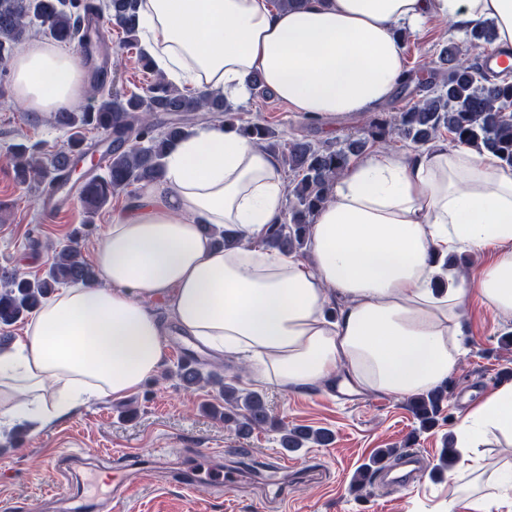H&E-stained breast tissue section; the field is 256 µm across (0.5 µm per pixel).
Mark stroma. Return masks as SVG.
<instances>
[{
    "mask_svg": "<svg viewBox=\"0 0 512 512\" xmlns=\"http://www.w3.org/2000/svg\"><path fill=\"white\" fill-rule=\"evenodd\" d=\"M112 54L123 60L114 86L124 93L141 92L153 81L135 51L121 45L123 35L108 27L103 31ZM463 36L450 23L438 20L409 33L402 46L405 69L429 77L439 66V53ZM234 107L247 121H260L284 138L313 142L341 141L359 130L363 113L310 121L270 95H251ZM68 133L52 120L27 112L13 96L0 103V270L29 276L42 274L55 246L77 240L86 258H93L115 208L135 196L128 189L113 197L94 223H86L80 199L69 211L45 214L41 199L45 186L16 185L7 167L9 149L17 142L38 145L50 152L65 145ZM167 331L166 359L159 373L145 380L122 400L103 398L79 412L39 431L15 425L0 439V512H63L58 498L96 495L112 512H477L473 498L452 497L456 471L434 480L430 472L438 462L445 438L451 436L464 412L503 379H512V346L500 337L512 332V322L494 315L470 292L462 319L464 355L459 370L448 379L449 393L438 425L420 429L406 400L380 393L342 396L320 388L311 392H282L272 387L263 394L272 416L284 425L324 428L333 434L328 446H313L285 453L279 435L269 430L238 437L232 426L209 414L218 404L216 388H185L176 375L177 364L193 361L203 372H215L238 388L249 382L239 366L213 361L201 347L189 344L165 308H158ZM413 446L423 465L408 488L373 483L359 493L351 485L358 471L381 448ZM203 448L213 449V468L240 461L239 482L227 489L217 483L191 488L180 485L177 469L195 461ZM119 452L150 455L154 464L134 476L136 490L119 496L114 485L101 482L103 468ZM287 456L288 499L266 496L254 477L253 465Z\"/></svg>",
    "mask_w": 512,
    "mask_h": 512,
    "instance_id": "35a3bbf8",
    "label": "stroma"
}]
</instances>
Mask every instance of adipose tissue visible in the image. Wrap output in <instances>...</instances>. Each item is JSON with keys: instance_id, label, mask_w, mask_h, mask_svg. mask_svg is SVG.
<instances>
[{"instance_id": "1", "label": "adipose tissue", "mask_w": 512, "mask_h": 512, "mask_svg": "<svg viewBox=\"0 0 512 512\" xmlns=\"http://www.w3.org/2000/svg\"><path fill=\"white\" fill-rule=\"evenodd\" d=\"M139 37L178 87L248 97L249 80L308 117L388 103L403 72L398 30L441 19H490L512 48V0H138ZM12 93L45 116L88 90L76 56L29 37L13 55ZM277 154L221 122L202 124L112 216L96 250L97 281L59 289L0 350V426L45 427L91 399H121L160 370L162 303L179 328L248 378L284 392L339 380L407 397L457 371L466 277L449 255L480 258L476 290L512 321V167L497 155L436 144L376 149L350 161L307 230L306 255L268 248L286 213ZM235 246H216L207 227ZM512 439V381L455 429L461 468L490 437Z\"/></svg>"}]
</instances>
